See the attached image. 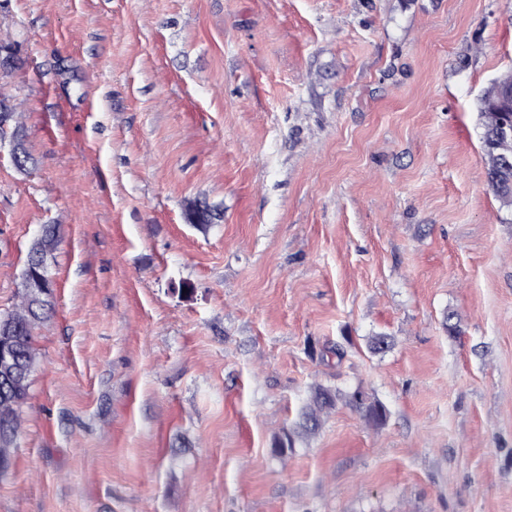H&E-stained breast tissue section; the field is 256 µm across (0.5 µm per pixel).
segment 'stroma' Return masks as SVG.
<instances>
[{"mask_svg": "<svg viewBox=\"0 0 512 512\" xmlns=\"http://www.w3.org/2000/svg\"><path fill=\"white\" fill-rule=\"evenodd\" d=\"M1 43L0 314L61 243L0 512H512V0H0ZM317 384L385 421L277 453ZM512 74L497 79L481 98V143L486 160L487 181L503 207L512 208V142L498 137L503 116L512 118ZM507 98L505 108L502 101Z\"/></svg>", "mask_w": 512, "mask_h": 512, "instance_id": "1", "label": "stroma"}]
</instances>
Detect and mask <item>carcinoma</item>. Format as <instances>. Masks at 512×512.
Masks as SVG:
<instances>
[{"instance_id": "obj_1", "label": "carcinoma", "mask_w": 512, "mask_h": 512, "mask_svg": "<svg viewBox=\"0 0 512 512\" xmlns=\"http://www.w3.org/2000/svg\"><path fill=\"white\" fill-rule=\"evenodd\" d=\"M13 107L6 99L0 100V138L6 137V126L12 120ZM481 143L486 160L487 181L502 206L512 208V142L502 141L498 137V123L504 117L512 118V74L497 79L483 94L481 110L479 112ZM18 147V154L14 157L15 164L26 169L31 160L29 153L23 146L19 130L10 133ZM59 243V232L54 225L44 229L39 249L38 265L44 276H49V260ZM52 307V301H47L45 308L28 316L27 303L5 314L7 318L19 319L23 326L15 344L14 352L18 363L24 372L11 385V396L8 400L0 397V453L12 454L16 446L17 436L21 425V409L29 398L30 375L36 364L34 348L35 329L47 318ZM345 401L353 404L365 412L367 420L380 423L386 417V410L377 401L368 402L363 392L356 390L345 393L340 389L332 390L323 386H316L312 390L310 402L302 413L300 428L305 435L314 434L321 422L324 413L334 409L338 402Z\"/></svg>"}]
</instances>
